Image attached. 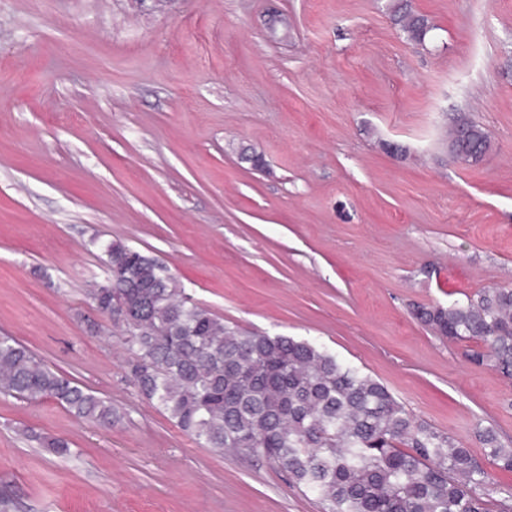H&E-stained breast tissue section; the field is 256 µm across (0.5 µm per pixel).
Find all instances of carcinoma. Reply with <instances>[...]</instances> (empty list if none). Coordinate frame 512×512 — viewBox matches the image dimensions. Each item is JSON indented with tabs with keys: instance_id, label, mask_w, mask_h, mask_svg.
<instances>
[{
	"instance_id": "cac0c4a2",
	"label": "carcinoma",
	"mask_w": 512,
	"mask_h": 512,
	"mask_svg": "<svg viewBox=\"0 0 512 512\" xmlns=\"http://www.w3.org/2000/svg\"><path fill=\"white\" fill-rule=\"evenodd\" d=\"M394 21L416 42L429 31L426 18L401 7ZM457 125L450 147L462 163L480 162L487 132L467 118ZM101 260L112 288L91 289L93 306L104 316L117 299L136 315L120 326L131 383L197 443L264 457L323 512H488L477 492L488 473L474 452L415 420L379 380L316 343L227 326L182 296L154 258L120 241L104 245ZM417 316L450 342H482L468 361L512 379V288ZM0 393L53 399L78 419L112 426V401L11 336H0ZM477 436L487 459L512 472V448L490 430Z\"/></svg>"
}]
</instances>
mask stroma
I'll use <instances>...</instances> for the list:
<instances>
[{
    "mask_svg": "<svg viewBox=\"0 0 512 512\" xmlns=\"http://www.w3.org/2000/svg\"><path fill=\"white\" fill-rule=\"evenodd\" d=\"M461 114L490 136L473 165ZM111 240L475 454L480 428L512 447V381L414 315L512 287V0H0V336L116 409L0 394V512H321L139 397L89 298ZM394 21L411 40L416 42H423L430 30L426 18L405 11L400 6L394 12ZM459 125V130H456ZM450 140V147L457 151L459 161L464 164L478 163L488 152L490 141L485 129L478 123L460 118L456 123Z\"/></svg>",
    "mask_w": 512,
    "mask_h": 512,
    "instance_id": "obj_1",
    "label": "stroma"
}]
</instances>
